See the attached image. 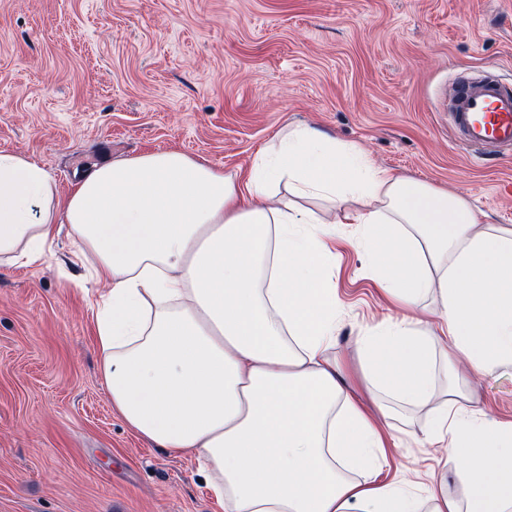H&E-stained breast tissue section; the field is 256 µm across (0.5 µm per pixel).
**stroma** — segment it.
Instances as JSON below:
<instances>
[{
  "instance_id": "obj_1",
  "label": "stroma",
  "mask_w": 512,
  "mask_h": 512,
  "mask_svg": "<svg viewBox=\"0 0 512 512\" xmlns=\"http://www.w3.org/2000/svg\"><path fill=\"white\" fill-rule=\"evenodd\" d=\"M512 81V0H0V150L30 155L60 195L97 164L179 150L246 173L287 125L512 225V158L457 146L455 77ZM340 225L336 351L399 316ZM97 287L59 234L42 264L0 265V512H224L191 456L139 438L99 372ZM512 420V366L473 375ZM413 414L380 479L419 482L440 455Z\"/></svg>"
}]
</instances>
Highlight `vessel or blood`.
<instances>
[{"mask_svg":"<svg viewBox=\"0 0 512 512\" xmlns=\"http://www.w3.org/2000/svg\"><path fill=\"white\" fill-rule=\"evenodd\" d=\"M448 122L455 139L474 152L512 156V89L488 73L457 83Z\"/></svg>","mask_w":512,"mask_h":512,"instance_id":"vessel-or-blood-1","label":"vessel or blood"}]
</instances>
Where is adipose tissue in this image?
<instances>
[{"mask_svg": "<svg viewBox=\"0 0 512 512\" xmlns=\"http://www.w3.org/2000/svg\"><path fill=\"white\" fill-rule=\"evenodd\" d=\"M286 195H279V188ZM335 213L402 314L358 338L372 386L424 410L445 474L382 482L394 440L336 356ZM105 283L95 330L123 421L190 455L224 512H512V421L473 407L436 355L512 365V226L373 166L311 126L279 131L246 177L162 150L104 163L67 197L33 157L0 151V262L39 264L60 230ZM434 301L429 318L418 315Z\"/></svg>", "mask_w": 512, "mask_h": 512, "instance_id": "adipose-tissue-1", "label": "adipose tissue"}]
</instances>
